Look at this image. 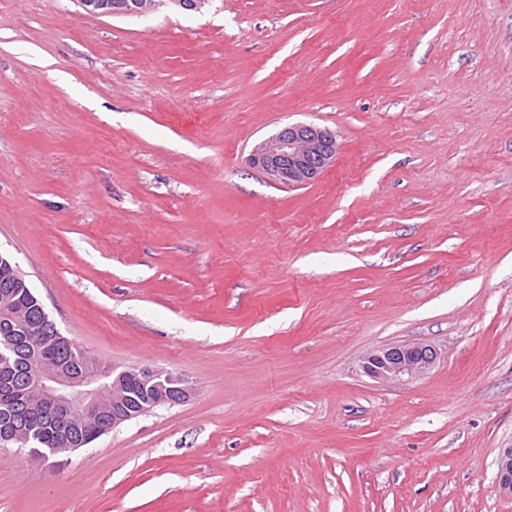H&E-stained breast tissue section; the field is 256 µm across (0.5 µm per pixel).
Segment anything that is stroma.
Masks as SVG:
<instances>
[{
	"label": "stroma",
	"instance_id": "35a3bbf8",
	"mask_svg": "<svg viewBox=\"0 0 512 512\" xmlns=\"http://www.w3.org/2000/svg\"><path fill=\"white\" fill-rule=\"evenodd\" d=\"M296 122L339 151L290 188L249 156ZM0 251L78 347L195 390L0 447V512H512V0H0ZM85 11L91 14H126L136 16H149L165 10L180 7L184 9L201 10L209 3V0H82ZM438 359L436 349L428 344H402L370 353L363 369L370 376L384 380L413 378L430 370ZM496 489L512 496V447L500 450L497 459Z\"/></svg>",
	"mask_w": 512,
	"mask_h": 512
}]
</instances>
